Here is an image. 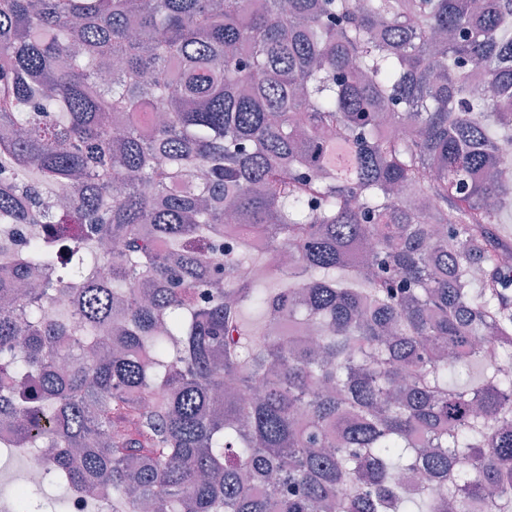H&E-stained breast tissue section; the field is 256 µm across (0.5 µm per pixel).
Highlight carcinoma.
I'll use <instances>...</instances> for the list:
<instances>
[{
    "label": "carcinoma",
    "mask_w": 512,
    "mask_h": 512,
    "mask_svg": "<svg viewBox=\"0 0 512 512\" xmlns=\"http://www.w3.org/2000/svg\"><path fill=\"white\" fill-rule=\"evenodd\" d=\"M511 20L0 0L4 447L112 512H512ZM226 213L291 254L284 287Z\"/></svg>",
    "instance_id": "obj_1"
}]
</instances>
